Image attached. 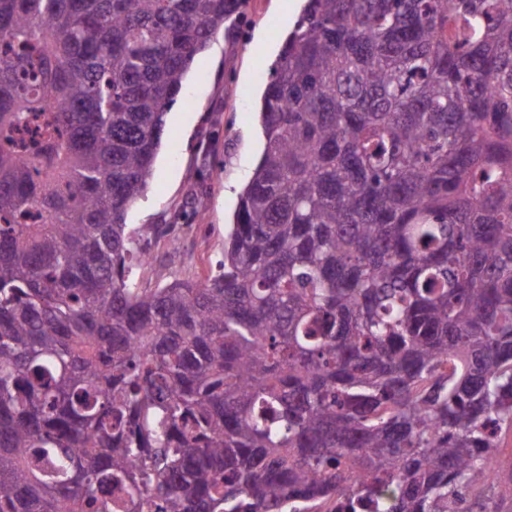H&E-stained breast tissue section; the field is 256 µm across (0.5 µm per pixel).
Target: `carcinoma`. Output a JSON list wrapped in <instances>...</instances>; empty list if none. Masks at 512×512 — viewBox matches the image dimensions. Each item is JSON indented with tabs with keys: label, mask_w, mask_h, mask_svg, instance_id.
Listing matches in <instances>:
<instances>
[{
	"label": "carcinoma",
	"mask_w": 512,
	"mask_h": 512,
	"mask_svg": "<svg viewBox=\"0 0 512 512\" xmlns=\"http://www.w3.org/2000/svg\"><path fill=\"white\" fill-rule=\"evenodd\" d=\"M245 4L0 0V512H512V0H306L224 260L145 285Z\"/></svg>",
	"instance_id": "carcinoma-1"
}]
</instances>
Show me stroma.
<instances>
[{
    "mask_svg": "<svg viewBox=\"0 0 512 512\" xmlns=\"http://www.w3.org/2000/svg\"><path fill=\"white\" fill-rule=\"evenodd\" d=\"M304 0H247L230 33L198 55L167 115L151 186L128 222L154 242L156 262L135 272L154 282L176 271L214 272L239 194L262 151L258 105L266 70L302 10ZM173 229L179 248L156 245Z\"/></svg>",
    "mask_w": 512,
    "mask_h": 512,
    "instance_id": "35a3bbf8",
    "label": "stroma"
}]
</instances>
